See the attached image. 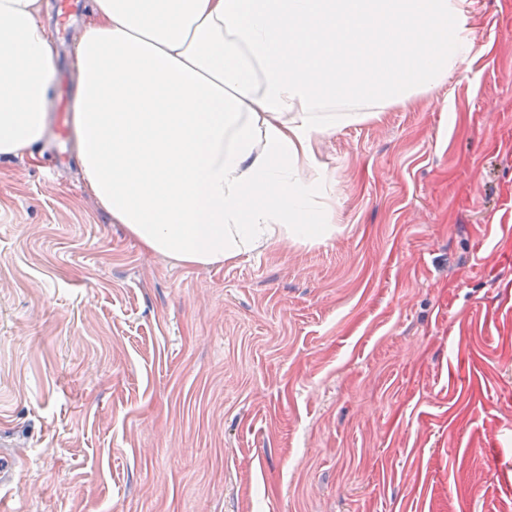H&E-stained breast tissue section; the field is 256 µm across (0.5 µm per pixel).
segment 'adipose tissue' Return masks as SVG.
<instances>
[{"mask_svg":"<svg viewBox=\"0 0 512 512\" xmlns=\"http://www.w3.org/2000/svg\"><path fill=\"white\" fill-rule=\"evenodd\" d=\"M473 0H87L74 158L150 253L205 268L326 237L321 138L464 73ZM46 0H0V159H34L56 68Z\"/></svg>","mask_w":512,"mask_h":512,"instance_id":"obj_1","label":"adipose tissue"}]
</instances>
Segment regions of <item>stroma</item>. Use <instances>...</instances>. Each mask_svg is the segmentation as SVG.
I'll use <instances>...</instances> for the list:
<instances>
[{"instance_id": "stroma-1", "label": "stroma", "mask_w": 512, "mask_h": 512, "mask_svg": "<svg viewBox=\"0 0 512 512\" xmlns=\"http://www.w3.org/2000/svg\"><path fill=\"white\" fill-rule=\"evenodd\" d=\"M466 73L323 137L335 232L188 269L53 133L0 162L5 512H512V0Z\"/></svg>"}]
</instances>
